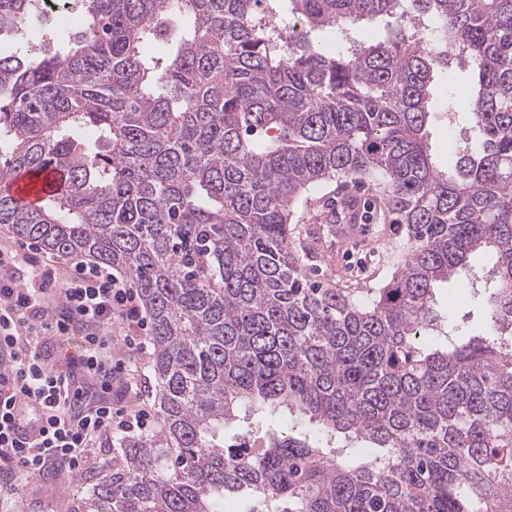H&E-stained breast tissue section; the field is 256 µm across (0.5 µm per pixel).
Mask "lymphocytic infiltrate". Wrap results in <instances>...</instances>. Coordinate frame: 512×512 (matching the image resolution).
Returning a JSON list of instances; mask_svg holds the SVG:
<instances>
[{"mask_svg":"<svg viewBox=\"0 0 512 512\" xmlns=\"http://www.w3.org/2000/svg\"><path fill=\"white\" fill-rule=\"evenodd\" d=\"M61 315L51 319L49 306ZM87 332L69 362L71 373L48 371L38 343L48 332ZM144 326L129 282L100 265L77 263L58 270L32 252L0 248V490H19L28 474L52 469L75 474L106 433L126 436L146 429V410L112 405L113 384H128L126 353L132 336L113 350L114 325ZM94 380V398L79 402L75 375Z\"/></svg>","mask_w":512,"mask_h":512,"instance_id":"obj_1","label":"lymphocytic infiltrate"}]
</instances>
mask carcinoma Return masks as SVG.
<instances>
[{
	"label": "carcinoma",
	"instance_id": "carcinoma-1",
	"mask_svg": "<svg viewBox=\"0 0 512 512\" xmlns=\"http://www.w3.org/2000/svg\"><path fill=\"white\" fill-rule=\"evenodd\" d=\"M74 4L60 49L36 0H0V178L61 176L33 208L0 191V225L125 274L160 428L119 440L68 512H512V0ZM451 61L476 145L445 172L431 85ZM332 181L371 186L407 234L379 288L308 276L295 209ZM479 252L488 322L462 340L433 293ZM269 408L314 433L224 449Z\"/></svg>",
	"mask_w": 512,
	"mask_h": 512
}]
</instances>
